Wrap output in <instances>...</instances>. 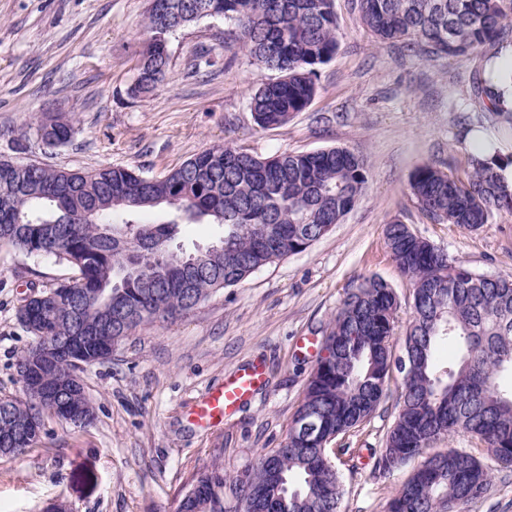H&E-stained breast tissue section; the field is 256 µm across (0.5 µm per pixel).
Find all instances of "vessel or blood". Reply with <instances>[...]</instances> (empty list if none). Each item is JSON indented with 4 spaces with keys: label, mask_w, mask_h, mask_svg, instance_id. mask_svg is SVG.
I'll return each instance as SVG.
<instances>
[{
    "label": "vessel or blood",
    "mask_w": 512,
    "mask_h": 512,
    "mask_svg": "<svg viewBox=\"0 0 512 512\" xmlns=\"http://www.w3.org/2000/svg\"><path fill=\"white\" fill-rule=\"evenodd\" d=\"M265 383L262 366L257 363L249 364L225 378L221 386L211 388L193 416L206 425L219 424L224 418L234 414Z\"/></svg>",
    "instance_id": "b4317fda"
}]
</instances>
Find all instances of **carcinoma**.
<instances>
[{
  "mask_svg": "<svg viewBox=\"0 0 512 512\" xmlns=\"http://www.w3.org/2000/svg\"><path fill=\"white\" fill-rule=\"evenodd\" d=\"M362 25L381 41L436 56L472 57L512 29V0H356ZM222 18L239 31L240 46L278 77L249 101L257 126L282 127L310 105L318 67L339 49L333 0H151L149 33L131 92H153L165 80L168 36L203 18ZM490 91L476 76L471 99L494 118ZM37 136L49 147L68 144L71 119L44 115ZM363 157L343 147L280 153L261 158L244 148L215 146L166 175L146 177L121 166L94 171L21 163L0 155V243L26 255L45 256L78 275L56 283L41 313L18 319L33 336L29 352L48 351L44 375L62 392L82 366L97 363L96 351L78 336L125 341L137 327L174 320L212 293L237 285L257 270L307 249L349 213L365 192ZM410 191L430 221L475 231L493 211H512V194L496 172L469 159L460 179L432 165L418 167ZM161 209L166 219L145 223L140 215ZM185 224H215L222 234L189 253L171 243ZM274 224L271 246L256 229ZM391 259L411 285V317L402 333L404 352L393 353L400 301L394 288L366 278L347 293L324 331L322 349L303 399L279 447L260 453L234 477L213 463L204 467L178 502L176 512H340L342 486L330 443L371 420L399 377L398 411L377 460L393 471L416 460L409 478L393 493L386 512H464L484 501L493 462L512 470V277H489L451 259L443 250L394 221L386 227ZM194 258L196 275L185 283L182 260ZM454 345L453 365L438 350ZM33 419L44 427L52 403L28 391L1 396L0 413ZM317 427L300 426L304 414ZM0 448L20 458L38 444L33 433ZM456 436L474 448L437 445ZM280 481H269L270 467Z\"/></svg>",
  "mask_w": 512,
  "mask_h": 512,
  "instance_id": "carcinoma-1",
  "label": "carcinoma"
}]
</instances>
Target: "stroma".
<instances>
[{"label":"stroma","instance_id":"stroma-1","mask_svg":"<svg viewBox=\"0 0 512 512\" xmlns=\"http://www.w3.org/2000/svg\"><path fill=\"white\" fill-rule=\"evenodd\" d=\"M149 0H0V155L57 168L108 165L160 177L214 145L261 157L346 147L369 181L358 204L305 251L211 294L171 323L139 326L106 362L81 373L95 420L46 419L35 448L0 456V512H44L62 499L74 512H174L196 473L213 461L244 470L278 447L320 354L322 331L346 292L378 277L398 293L400 324L411 287L386 247V226L408 224L450 257L487 276L512 275V212L470 231L430 222L409 182L430 163L465 177L466 130L489 125L470 94L475 60L437 58L377 40L354 0H334L340 47L320 66L317 93L286 126L260 129L249 97L275 72L237 48L233 25L205 18L169 38L166 80L153 93L131 85L146 35ZM204 56L200 70L187 64ZM45 112L69 115L73 141L49 150L33 127ZM72 271L0 244V396H22L16 360L32 343L17 310ZM264 367L265 386L223 424L203 427L192 408L242 366ZM395 394L374 417L336 440L341 512H385L410 467L376 462L394 420Z\"/></svg>","mask_w":512,"mask_h":512}]
</instances>
